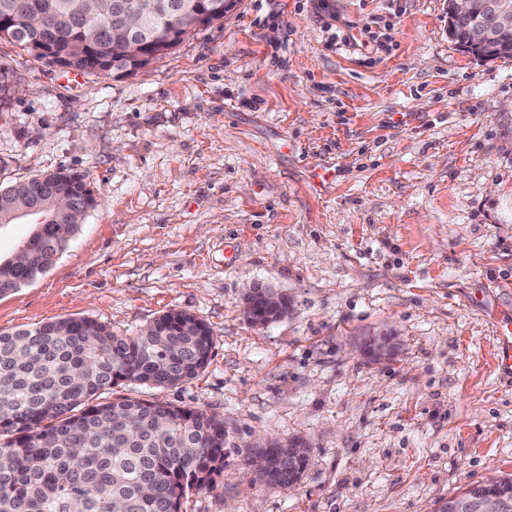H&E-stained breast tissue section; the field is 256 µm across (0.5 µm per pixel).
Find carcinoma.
<instances>
[{
	"label": "carcinoma",
	"instance_id": "cac0c4a2",
	"mask_svg": "<svg viewBox=\"0 0 512 512\" xmlns=\"http://www.w3.org/2000/svg\"><path fill=\"white\" fill-rule=\"evenodd\" d=\"M176 1L211 4L158 0L141 31L149 42L144 59L116 54L125 31L114 9L119 0H0L10 11L0 12V40L27 50L42 40L52 57L35 58L69 71L104 74L113 63L133 73L176 47L167 41ZM487 2L474 0V16L460 20L448 3V34L477 57L511 58V47L474 32ZM90 29L97 31L90 52L67 58ZM97 205L88 176L74 170L0 183V224H16L21 212L35 208L49 219L29 240L25 263L0 260V295L49 270ZM248 304L245 314L253 323L288 313L285 296L272 308L259 291ZM213 346L208 324L184 310L163 314L136 336L86 317L0 331V512H181L183 498L206 488L224 469V419L170 403L100 397L125 383L183 384L206 367ZM293 445L298 451L274 439L255 449L250 463L269 483L289 488L307 465V444Z\"/></svg>",
	"mask_w": 512,
	"mask_h": 512
}]
</instances>
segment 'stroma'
<instances>
[{"label":"stroma","mask_w":512,"mask_h":512,"mask_svg":"<svg viewBox=\"0 0 512 512\" xmlns=\"http://www.w3.org/2000/svg\"><path fill=\"white\" fill-rule=\"evenodd\" d=\"M387 33L379 52L371 36ZM0 183L87 173L68 249L0 296V330L89 317L134 336L196 314L194 380L121 395L224 420V469L182 512H439L512 478V58L448 36L445 0H237L125 76L0 41ZM292 301L260 326L243 296ZM367 336L397 346L375 361ZM309 446L299 483L253 480L259 439ZM495 360L497 366L503 370H512V328L510 323L502 326L501 336H498Z\"/></svg>","instance_id":"stroma-1"}]
</instances>
